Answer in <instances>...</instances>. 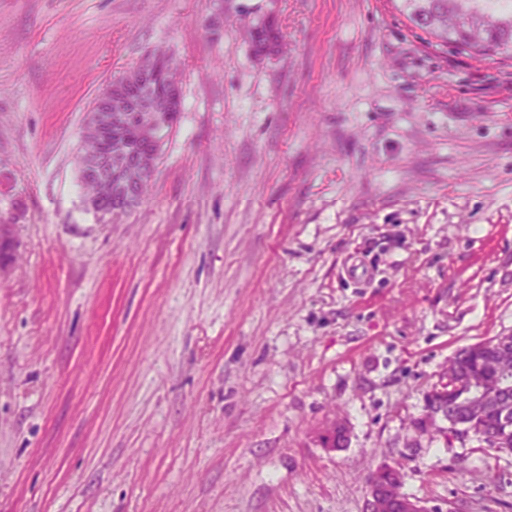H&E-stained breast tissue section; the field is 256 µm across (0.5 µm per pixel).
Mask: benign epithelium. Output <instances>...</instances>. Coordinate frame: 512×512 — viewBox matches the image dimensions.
<instances>
[{"label":"benign epithelium","mask_w":512,"mask_h":512,"mask_svg":"<svg viewBox=\"0 0 512 512\" xmlns=\"http://www.w3.org/2000/svg\"><path fill=\"white\" fill-rule=\"evenodd\" d=\"M164 57L160 52L146 54L107 85L87 112L81 137L97 142L100 151L95 155L79 152V180L94 183L100 198L121 196L132 204L139 184L153 176L162 145L158 116L175 110L181 91L172 71L165 73V89L154 93L150 100L137 97L135 91L155 78ZM511 346L512 334L497 336L478 350L494 367L499 354ZM469 405L495 406L503 418L512 416V403L503 400L496 390L478 388ZM388 471V464L375 471L369 483L367 512H430L422 500L404 494L399 483H383L380 476Z\"/></svg>","instance_id":"7a95c632"}]
</instances>
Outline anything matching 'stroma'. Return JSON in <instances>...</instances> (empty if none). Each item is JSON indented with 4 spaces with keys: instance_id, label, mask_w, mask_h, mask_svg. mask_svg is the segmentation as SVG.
Wrapping results in <instances>:
<instances>
[{
    "instance_id": "1",
    "label": "stroma",
    "mask_w": 512,
    "mask_h": 512,
    "mask_svg": "<svg viewBox=\"0 0 512 512\" xmlns=\"http://www.w3.org/2000/svg\"><path fill=\"white\" fill-rule=\"evenodd\" d=\"M154 49L181 112L102 215L81 128ZM1 222L0 512H366L394 462L430 512H512V452L409 426L512 334V61L390 0H0Z\"/></svg>"
}]
</instances>
